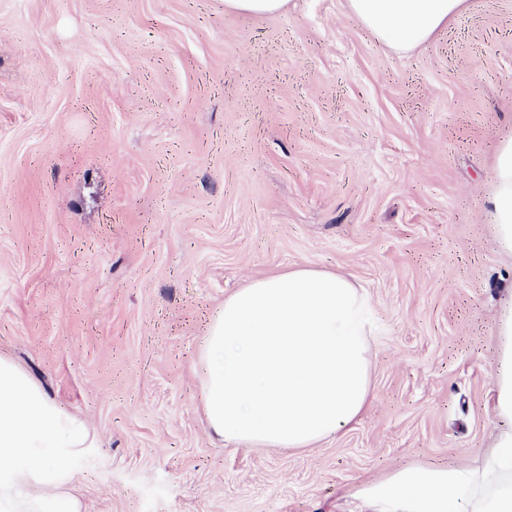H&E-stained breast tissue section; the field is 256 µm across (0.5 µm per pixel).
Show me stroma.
I'll list each match as a JSON object with an SVG mask.
<instances>
[{
    "mask_svg": "<svg viewBox=\"0 0 512 512\" xmlns=\"http://www.w3.org/2000/svg\"><path fill=\"white\" fill-rule=\"evenodd\" d=\"M509 132L512 0L402 55L347 0H0V357L94 434L83 512H360L402 465L478 466ZM297 266L368 290L373 400L311 448L224 444L206 325ZM288 0H225L226 9L251 15L275 14L282 11ZM490 187L487 213L494 242L501 252L512 255V134L497 144Z\"/></svg>",
    "mask_w": 512,
    "mask_h": 512,
    "instance_id": "35a3bbf8",
    "label": "stroma"
}]
</instances>
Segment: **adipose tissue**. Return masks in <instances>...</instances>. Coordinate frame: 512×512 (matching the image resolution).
<instances>
[{"label": "adipose tissue", "instance_id": "obj_1", "mask_svg": "<svg viewBox=\"0 0 512 512\" xmlns=\"http://www.w3.org/2000/svg\"><path fill=\"white\" fill-rule=\"evenodd\" d=\"M391 50L426 43L466 0H348ZM487 198L497 248L512 255V134L496 148ZM371 300L350 277L306 267L252 280L211 318L198 356L210 432L248 448H308L354 424L373 398ZM493 409L480 466H402L361 483L373 512H512V289L496 321Z\"/></svg>", "mask_w": 512, "mask_h": 512}]
</instances>
